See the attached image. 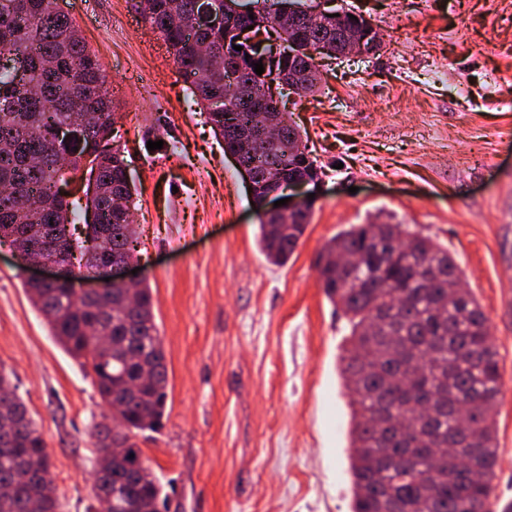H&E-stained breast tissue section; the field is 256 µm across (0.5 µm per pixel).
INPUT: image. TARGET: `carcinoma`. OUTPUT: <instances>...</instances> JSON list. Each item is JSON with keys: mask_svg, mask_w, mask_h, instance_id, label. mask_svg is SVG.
I'll list each match as a JSON object with an SVG mask.
<instances>
[{"mask_svg": "<svg viewBox=\"0 0 512 512\" xmlns=\"http://www.w3.org/2000/svg\"><path fill=\"white\" fill-rule=\"evenodd\" d=\"M297 0H252L262 32H277L276 14ZM142 13L165 40L178 71L190 79L209 110L224 151L239 149L238 132L254 136L247 161L265 187L303 172L296 153L301 134L288 113L266 100L255 57L233 48L223 28L195 25L197 0H141ZM285 40L307 43L312 52L283 67V81L304 93L319 89L314 54H346L341 28L313 26L302 14L288 22ZM27 59L25 78L0 68V240L12 235L43 237L62 245L54 256L82 277L104 258H122L129 242L125 202L133 196L127 163L112 142L116 112L101 63L79 35L72 18L54 0H0V53ZM84 126L82 139L54 143L61 127ZM95 156L98 175L86 206L96 211V251L73 250L66 229L82 209L66 199L70 170ZM312 209L290 224L270 227L259 215V245L266 259L283 265L294 254ZM362 264L336 267L343 253ZM321 288L349 321V347L342 375L352 408L350 468L352 512H512L492 502L498 464L496 415L502 396L498 353L487 319L453 255L433 241L409 235L400 224H356L331 238L316 259ZM32 305L52 335L94 374L101 400L120 409L95 425L96 497H112L118 512H159L164 485L142 460L135 437L156 432L166 416L168 368L153 313L150 288L137 289L134 306H112V290L86 300L58 285L24 283ZM0 512H62L50 471V453L37 422L0 369ZM433 400V409L413 428L419 443L396 436L394 424L409 404ZM469 417L467 434L454 443L465 466L448 479V459L430 451L448 441ZM43 454L40 469L17 479L16 459Z\"/></svg>", "mask_w": 512, "mask_h": 512, "instance_id": "cac0c4a2", "label": "carcinoma"}]
</instances>
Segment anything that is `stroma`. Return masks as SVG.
I'll return each mask as SVG.
<instances>
[{
  "instance_id": "obj_1",
  "label": "stroma",
  "mask_w": 512,
  "mask_h": 512,
  "mask_svg": "<svg viewBox=\"0 0 512 512\" xmlns=\"http://www.w3.org/2000/svg\"><path fill=\"white\" fill-rule=\"evenodd\" d=\"M136 0H60L108 79L139 256L168 360L167 416L137 437L167 512H352L350 326L315 260L354 224L455 253L498 352L495 493L512 500V0H359L383 39L277 102L326 175L286 265L258 245L245 181ZM162 141L151 151L148 141ZM0 245V366L40 426L64 512L94 502L108 408Z\"/></svg>"
}]
</instances>
